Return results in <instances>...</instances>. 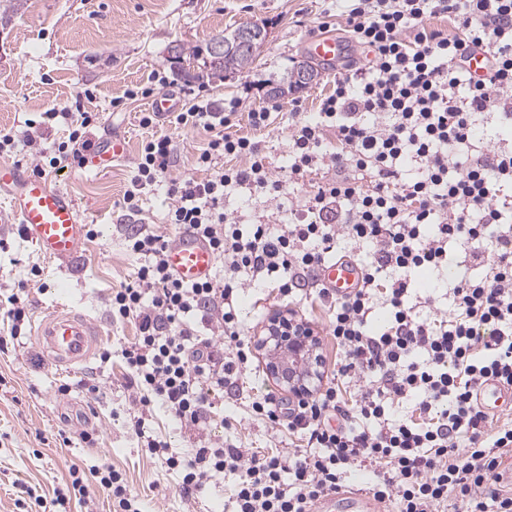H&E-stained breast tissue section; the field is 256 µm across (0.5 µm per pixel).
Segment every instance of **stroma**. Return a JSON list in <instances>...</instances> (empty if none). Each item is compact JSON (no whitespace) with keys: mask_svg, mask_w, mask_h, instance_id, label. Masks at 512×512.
I'll list each match as a JSON object with an SVG mask.
<instances>
[{"mask_svg":"<svg viewBox=\"0 0 512 512\" xmlns=\"http://www.w3.org/2000/svg\"><path fill=\"white\" fill-rule=\"evenodd\" d=\"M264 23L267 41L250 70L207 81L205 98L223 102L239 97L236 119L249 133L251 109L277 105L279 115L258 138L273 167L287 166L288 114L294 101L304 112H316L321 98L332 92L333 75L296 95L277 99L266 94L297 63L306 61L305 41L329 22L337 38H345L342 10L336 0H25L11 22L0 25V133L16 135L11 151L0 163L33 167L40 156H53L54 145L66 134L64 124L45 129L36 146L18 137L26 120L42 122L44 112L72 111L84 90L93 96L84 109L100 115L91 131L93 141L119 133L128 141L127 157L103 172L89 168L48 175L51 186L73 200L82 224L95 225L98 235L85 240L81 251L67 261L44 256L31 240L19 237L17 223H0V294H18L27 305L29 323L66 305L98 320L107 349L119 350L135 334L133 324L114 323L107 298L112 289L129 282L139 266L127 252L120 226L125 223L123 194L133 175L140 144L148 134L173 133L178 160L171 179L195 175V156L206 135L196 130L171 132L167 122L153 130L140 127V113L150 111L147 99H127V90L164 80L178 92L169 59L170 46L200 44L223 30L249 22ZM241 315L250 334H257L268 316L285 309L276 293L251 288L239 298ZM10 321L0 315V512H33L36 497L51 499L54 489L69 479L70 466L83 468L107 462L125 471L130 487L147 512H233L234 475L206 485L184 498L176 476L146 454L131 428L139 410L129 398L119 358L105 366L90 362L84 368L62 371L52 366L32 338L16 343ZM99 379V393L88 390ZM70 384L68 395L58 391ZM215 436L258 451L279 438L264 422L250 417L233 394L214 398ZM91 430L94 443L80 433Z\"/></svg>","mask_w":512,"mask_h":512,"instance_id":"1","label":"stroma"}]
</instances>
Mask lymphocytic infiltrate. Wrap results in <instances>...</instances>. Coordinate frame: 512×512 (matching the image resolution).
<instances>
[{
  "instance_id": "f902f5d3",
  "label": "lymphocytic infiltrate",
  "mask_w": 512,
  "mask_h": 512,
  "mask_svg": "<svg viewBox=\"0 0 512 512\" xmlns=\"http://www.w3.org/2000/svg\"><path fill=\"white\" fill-rule=\"evenodd\" d=\"M345 14L364 60L337 72L314 118L294 110L286 169L273 171L259 141L233 131L241 99L220 105L200 96L171 116L173 129L208 138L196 156L205 179L170 180L166 221L208 240L222 272L184 283L167 262L169 236L147 224L125 230L139 267L108 305L113 321L136 328L120 350L127 388L134 403L162 409L197 445L191 455L177 452L147 435L140 417L132 429L176 474L183 497L235 474L234 512H313L362 469L387 512H512V493L501 488L512 419H494L477 400L486 381L512 388V148L478 138L474 126L483 112L512 125V0H349ZM431 15L452 19L455 33L425 28ZM478 51L488 59L481 78L467 68ZM97 121V113H81L34 173L83 167ZM176 161L173 137L142 141L123 195L129 216ZM407 162L417 166L409 181L401 174ZM316 171L321 180L280 227L245 226L224 209L225 196L246 189L282 211L287 186ZM453 244L470 245L480 273L449 288L448 309H435L415 294L413 275L447 263ZM342 253L363 276L339 297L319 270ZM257 287L319 307L336 346L331 380L309 399L245 395L251 417L288 435L289 447L264 453L214 439L209 399L227 387L243 392L253 351L238 298ZM381 304L390 317L369 331ZM69 478L51 501L60 512L74 502L96 512L92 484L113 512H143L112 465L75 466Z\"/></svg>"
}]
</instances>
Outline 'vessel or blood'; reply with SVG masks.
<instances>
[{
	"label": "vessel or blood",
	"mask_w": 512,
	"mask_h": 512,
	"mask_svg": "<svg viewBox=\"0 0 512 512\" xmlns=\"http://www.w3.org/2000/svg\"><path fill=\"white\" fill-rule=\"evenodd\" d=\"M306 48L314 60L331 70L357 54L354 46L328 33L311 38ZM127 153L126 139L112 135L98 146L88 166L98 169L125 157ZM0 189L8 193L11 215L43 255L66 260L80 251L85 226L66 193L51 187L32 171L10 163L0 164ZM167 260L174 274L187 283L209 278L216 267V257L209 243L189 231L174 236L168 247ZM321 281L333 293L342 296L360 287L362 271L356 261L342 258L322 267ZM33 340L52 364L72 370L96 354L101 347L102 333L90 315L59 308L39 319ZM478 400L484 406L512 403V389L490 381L479 391ZM314 512L382 510L364 493L353 489L322 498Z\"/></svg>",
	"instance_id": "1"
}]
</instances>
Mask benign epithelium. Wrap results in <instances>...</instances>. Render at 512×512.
I'll use <instances>...</instances> for the list:
<instances>
[{"instance_id":"1","label":"benign epithelium","mask_w":512,"mask_h":512,"mask_svg":"<svg viewBox=\"0 0 512 512\" xmlns=\"http://www.w3.org/2000/svg\"><path fill=\"white\" fill-rule=\"evenodd\" d=\"M262 38V32L246 26L238 33L237 45L253 49ZM254 344L264 352L267 373L276 384L299 399L314 395L322 379V360L319 336L310 325L294 314L276 312Z\"/></svg>"}]
</instances>
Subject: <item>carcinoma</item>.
Instances as JSON below:
<instances>
[{"mask_svg": "<svg viewBox=\"0 0 512 512\" xmlns=\"http://www.w3.org/2000/svg\"><path fill=\"white\" fill-rule=\"evenodd\" d=\"M237 29L217 34L224 41H233ZM215 37V38H217ZM215 38H209L202 45H177L174 47L173 63L176 64L180 78L186 81L202 82L224 78L226 73L248 70L260 54V47L254 49L225 50L221 54L212 52L211 45Z\"/></svg>", "mask_w": 512, "mask_h": 512, "instance_id": "obj_1", "label": "carcinoma"}]
</instances>
